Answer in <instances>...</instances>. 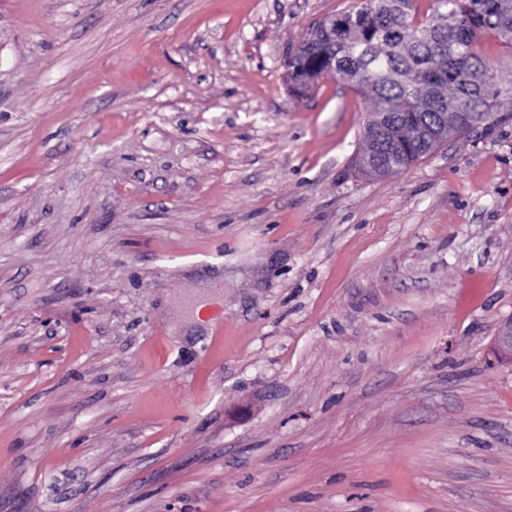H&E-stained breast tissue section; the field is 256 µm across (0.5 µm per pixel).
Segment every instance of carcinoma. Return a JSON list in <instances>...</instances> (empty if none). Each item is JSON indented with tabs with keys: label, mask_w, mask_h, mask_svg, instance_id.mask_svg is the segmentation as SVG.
<instances>
[{
	"label": "carcinoma",
	"mask_w": 512,
	"mask_h": 512,
	"mask_svg": "<svg viewBox=\"0 0 512 512\" xmlns=\"http://www.w3.org/2000/svg\"><path fill=\"white\" fill-rule=\"evenodd\" d=\"M357 0L308 30L285 62L288 89L307 96L321 78H334L368 101L361 152L377 151L368 138L388 123L389 173L424 158L420 136L439 112L454 113L448 132L466 133L500 120L512 102V80L502 60L484 52L493 37L512 67V0Z\"/></svg>",
	"instance_id": "cac0c4a2"
}]
</instances>
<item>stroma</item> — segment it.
<instances>
[{"instance_id":"obj_1","label":"stroma","mask_w":512,"mask_h":512,"mask_svg":"<svg viewBox=\"0 0 512 512\" xmlns=\"http://www.w3.org/2000/svg\"><path fill=\"white\" fill-rule=\"evenodd\" d=\"M350 3L0 0V512H512V107L359 174ZM490 350L497 357L512 359V317L502 319L491 338Z\"/></svg>"}]
</instances>
